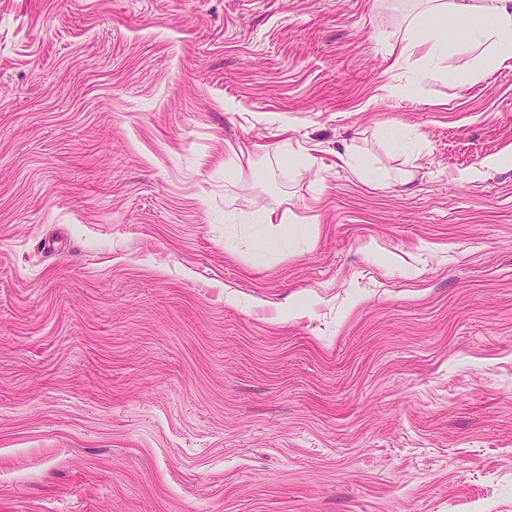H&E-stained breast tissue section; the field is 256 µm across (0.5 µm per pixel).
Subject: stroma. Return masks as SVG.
Segmentation results:
<instances>
[{"label": "stroma", "mask_w": 512, "mask_h": 512, "mask_svg": "<svg viewBox=\"0 0 512 512\" xmlns=\"http://www.w3.org/2000/svg\"><path fill=\"white\" fill-rule=\"evenodd\" d=\"M418 10L0 0V512H512V64Z\"/></svg>", "instance_id": "stroma-1"}]
</instances>
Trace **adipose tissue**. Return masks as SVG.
Returning a JSON list of instances; mask_svg holds the SVG:
<instances>
[{
    "label": "adipose tissue",
    "instance_id": "ef3b65f1",
    "mask_svg": "<svg viewBox=\"0 0 512 512\" xmlns=\"http://www.w3.org/2000/svg\"><path fill=\"white\" fill-rule=\"evenodd\" d=\"M404 37L406 52L436 60L448 52L484 47L488 61H512V0H426Z\"/></svg>",
    "mask_w": 512,
    "mask_h": 512
}]
</instances>
